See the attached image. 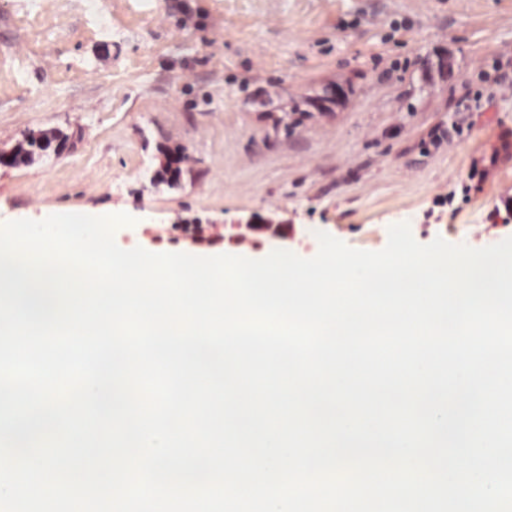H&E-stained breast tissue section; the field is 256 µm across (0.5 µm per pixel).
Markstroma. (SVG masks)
<instances>
[{
  "instance_id": "stroma-1",
  "label": "stroma",
  "mask_w": 512,
  "mask_h": 512,
  "mask_svg": "<svg viewBox=\"0 0 512 512\" xmlns=\"http://www.w3.org/2000/svg\"><path fill=\"white\" fill-rule=\"evenodd\" d=\"M62 132L61 152L0 166V220L124 212V249L208 254L273 213L382 250L483 248L512 208V0H0V151ZM179 189L155 188L165 152Z\"/></svg>"
}]
</instances>
